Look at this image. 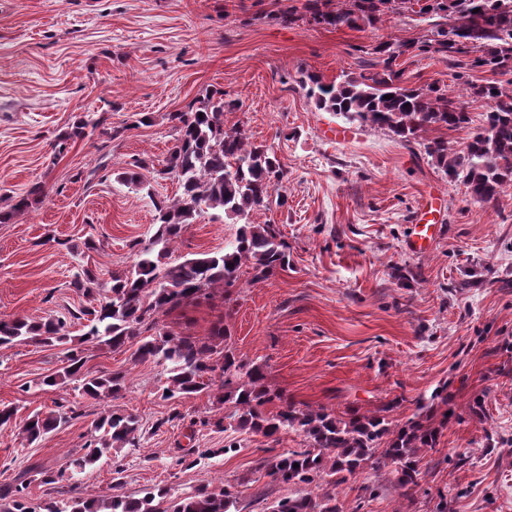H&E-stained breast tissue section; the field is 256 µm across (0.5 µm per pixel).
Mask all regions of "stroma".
<instances>
[{"mask_svg": "<svg viewBox=\"0 0 512 512\" xmlns=\"http://www.w3.org/2000/svg\"><path fill=\"white\" fill-rule=\"evenodd\" d=\"M297 0H0V198H20L34 185L38 203L0 224V318L64 320L84 331L76 312L96 306L74 287L90 267L102 278L129 270L133 244L155 232L152 197H171L176 180L143 192L123 184L131 157L160 167L175 142L166 115L186 110L207 90L238 101L224 117L250 142L274 147L287 170L282 206L253 211L254 224H274L288 244L290 266L254 283L242 273L231 291L164 316L162 331L203 338L218 324L244 362L267 367L271 390L297 407L345 417L386 409L402 424L418 403L445 387L455 415L437 448L424 451L425 474L411 497L386 475L359 471L337 487L344 512H512V187L497 202H473L416 144L385 129L354 124L316 108L301 84L358 75L372 46L431 39L413 10L374 28H325L280 22ZM408 84L454 85L438 54L398 59ZM152 114L153 123L138 125ZM126 126L110 153L98 139L70 137L76 117ZM350 128L346 141L327 138ZM445 201L446 229L426 252H406L415 210L427 195ZM236 224L205 213L171 244L168 260L223 251ZM93 238L96 249L84 246ZM481 286H470L472 274ZM67 345L0 346V404L18 419L57 408L74 419L34 446L0 432V486L32 464L55 471L81 454L107 408L140 420V444L77 474L70 495H125L157 487L176 497L209 485L235 492L240 512H263L289 495L256 461L265 438L241 434L223 453L226 433L214 421L226 409L217 391L164 398L165 366L136 363L131 348L85 343L84 370L126 374L121 396L104 403L75 386L48 390L41 379L65 365ZM207 448L219 456L204 457Z\"/></svg>", "mask_w": 512, "mask_h": 512, "instance_id": "stroma-1", "label": "stroma"}]
</instances>
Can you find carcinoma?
I'll return each instance as SVG.
<instances>
[{
  "label": "carcinoma",
  "mask_w": 512,
  "mask_h": 512,
  "mask_svg": "<svg viewBox=\"0 0 512 512\" xmlns=\"http://www.w3.org/2000/svg\"><path fill=\"white\" fill-rule=\"evenodd\" d=\"M409 0H344L330 9L321 0L304 6L309 21L326 28L375 27L396 13ZM417 14L451 19L453 24L437 30V38L420 44L394 45L380 42L372 48L382 59V67L372 68L341 82L325 83L315 74L306 75L303 85L316 106L334 112L348 122L387 129L403 142H418L424 153L435 160L452 182L466 188L476 203L498 201L512 187V79L491 80L484 84L466 83L470 94L486 101L488 111L482 128L473 134L465 149H448V140L435 137L417 141L429 129L453 130L470 123L469 112L460 96L448 86L432 84L417 87L406 83L396 60L406 52L448 56L449 64L461 69L484 68L497 75L512 76V0H427ZM470 44L480 55L469 62L454 59ZM391 99L386 100L384 96ZM235 100L224 99V90L214 88L186 112H170L168 120L176 131L175 143L162 167L153 171V180L174 178L181 194L173 199L153 201L156 231L147 243H134L137 260L131 269L112 275L102 283L91 269L76 274L74 286L97 291V306L89 312L87 330L80 343H103L114 350L128 345L135 362L169 366L166 397L191 395L212 386L221 391L218 401L229 403L228 418L234 430H248L277 443L283 432L292 429L304 436V447L263 457L258 469L284 485L310 486L324 479L333 487L346 481L366 464L378 471L388 468L391 483L408 497L419 486L422 452L438 444L440 429L432 425L436 390L420 414L403 426L394 427L383 415L353 412L346 419L324 408L299 409L284 396H274L265 384V367L244 363L227 346L190 336L152 334L161 317L221 287L224 292L240 280L241 268L249 265L251 281L266 280L288 268L287 246L274 224L245 221L257 209L266 208L282 182L285 171L273 147L254 145L239 127L224 125V113L237 110ZM100 142L98 150L112 146L125 136L127 127L103 120L95 122ZM140 158L129 162L125 182L143 186ZM43 196L40 185L10 207V213L28 209ZM213 219L223 216L242 219L234 241L224 251L203 253L177 264L165 262L170 245L181 237L187 225L204 213ZM64 321L46 318L40 322L0 319V345L36 342L54 346L71 337L63 333ZM83 358L75 350L67 355V365L49 375L42 384L49 387L78 383L86 397L105 401L118 398L125 388L126 374L117 371L89 376L82 373ZM279 400L276 412L264 406ZM69 421L65 413L36 412L27 417L19 435L31 446L47 433ZM140 431L136 415L107 409L94 424L95 435L84 446V453L70 460L69 471H42L41 482L55 485L69 481L74 474L102 457L127 446L138 445ZM27 483L0 487V512H238L236 497L229 487L218 491L207 486L183 497L169 498L165 488H157L141 498L122 492L120 478H113L112 496L50 500L35 508L27 499ZM265 512H343L336 493L312 490L274 501Z\"/></svg>",
  "instance_id": "1"
}]
</instances>
